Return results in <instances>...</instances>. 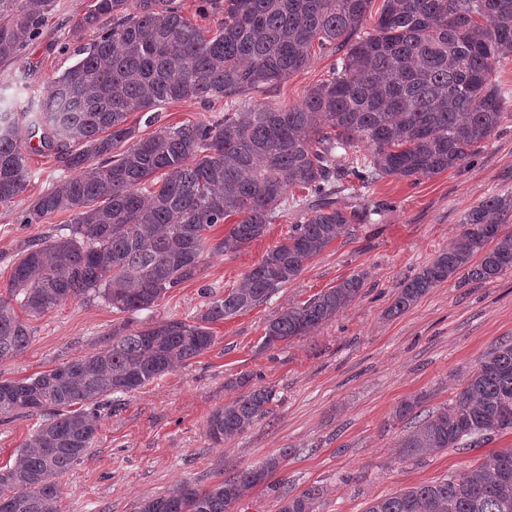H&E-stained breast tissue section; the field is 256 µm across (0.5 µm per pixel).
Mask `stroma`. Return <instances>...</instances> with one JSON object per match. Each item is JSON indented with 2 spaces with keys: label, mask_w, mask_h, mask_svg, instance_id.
<instances>
[{
  "label": "stroma",
  "mask_w": 512,
  "mask_h": 512,
  "mask_svg": "<svg viewBox=\"0 0 512 512\" xmlns=\"http://www.w3.org/2000/svg\"><path fill=\"white\" fill-rule=\"evenodd\" d=\"M91 0H56L53 15L17 63H0V102L18 109L47 97L51 83L73 66L92 32H74L72 20ZM334 55L321 52L271 87L238 96L236 108H288L330 78ZM224 100L170 101L155 123L130 115L138 137L186 122L224 115ZM33 152L24 194L0 204V296L7 295L14 263L31 242L58 235L71 223L65 210L33 224L23 218L39 196L67 171L53 154ZM512 194V115L460 168L416 181L391 177L365 184L346 179L336 192L340 208L370 216L314 257L302 274L267 302L212 323L214 344L191 364L178 366L128 394L117 393L101 415L91 448L60 478L59 512H139L141 504L188 482L207 489L233 471L260 465L288 449L271 485L250 489L234 512H276L278 496L321 490L316 512H364L371 500L459 474L489 455L512 448V432L476 448H451L402 458L397 443L406 428L397 406L420 395L422 410L451 402L481 355L512 340V270L491 283L453 278L431 289L400 315L388 308L400 285L455 239L465 213L497 195ZM300 213L289 211L265 234L235 254L204 255L200 274L165 294L148 310L122 313L98 297L63 302L29 318L32 339L14 357L0 360V380L37 375L87 356L120 328L134 329L169 317L196 321L209 303L240 287L245 274L288 235ZM364 273L360 295L335 320L309 335L273 348L264 329L285 307L300 305L355 273ZM252 375L272 387L270 414L245 433L214 443L206 423L242 390ZM40 415L0 422V466L40 423Z\"/></svg>",
  "instance_id": "1"
}]
</instances>
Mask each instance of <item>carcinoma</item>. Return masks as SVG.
<instances>
[{"instance_id":"cac0c4a2","label":"carcinoma","mask_w":512,"mask_h":512,"mask_svg":"<svg viewBox=\"0 0 512 512\" xmlns=\"http://www.w3.org/2000/svg\"><path fill=\"white\" fill-rule=\"evenodd\" d=\"M211 2L224 12L212 34L176 0H93L73 29L101 34L53 80L50 95L22 112L0 106V204L25 192L22 142L37 135L70 176L37 198L22 223L73 213L67 233L27 246L14 263L8 297H0V360L31 341L20 310L38 317L91 295L120 312L148 310L199 274L204 253H237L290 205L307 212L243 287L212 301L197 322L169 318L114 330L82 359L1 380L0 419L35 412L48 419L0 467V512H58V478L92 447L109 397L190 363L214 344L208 324L267 301L351 225L364 223L365 211L336 207V184L350 175L417 180L457 168L506 117L492 76L494 63L512 55V0H383L375 33L360 38L372 0ZM54 9L55 0H0V61H18ZM106 16L112 26L103 30ZM315 47L338 55L336 69L294 107L227 111L139 140L127 125L130 114L170 100L235 98L277 83L306 66ZM360 144L369 154L347 165L348 151ZM292 186L310 202H288ZM232 217L224 238L211 243L210 229ZM511 220L512 196L468 210L458 237L402 284L389 314L408 311L459 273L490 283L512 270ZM363 286V275L353 274L285 308L265 327L264 346L333 321ZM237 384L243 395L207 421L216 443L244 433L274 401L273 389L252 384L248 374ZM423 401H402L395 418L415 414ZM510 431L512 341H504L480 357L451 405L416 421L399 448L417 457ZM287 457L283 448L206 490L183 482L140 512H234ZM319 496L316 487L284 496L277 512H315ZM365 512H512V448L461 474L377 498Z\"/></svg>"}]
</instances>
